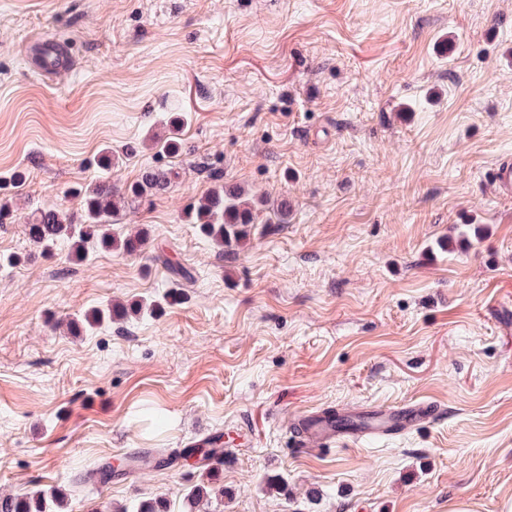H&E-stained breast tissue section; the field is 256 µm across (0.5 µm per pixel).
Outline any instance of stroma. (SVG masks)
I'll use <instances>...</instances> for the list:
<instances>
[{
    "instance_id": "stroma-1",
    "label": "stroma",
    "mask_w": 512,
    "mask_h": 512,
    "mask_svg": "<svg viewBox=\"0 0 512 512\" xmlns=\"http://www.w3.org/2000/svg\"><path fill=\"white\" fill-rule=\"evenodd\" d=\"M46 34L73 69H29ZM504 158L512 0H0V498L54 485L61 512H181L205 468L69 487L220 434L235 452L210 512H512ZM146 169L175 176L120 212L142 254L29 241L34 210L83 223L81 190ZM222 183L287 201V223L222 254L186 216ZM140 300L161 308L67 331ZM421 399L444 413L419 432L303 454L287 429ZM150 460L154 462L156 468L164 467L169 464L166 458L160 456H154L151 454H144L130 457L129 459L120 460V464L118 465V469L121 468H130L132 465L144 461ZM117 469V470H118ZM117 470H114L112 467V463H105L101 467L96 469H90L85 471V473L79 475L73 481V492H82L87 487L96 486L97 484H105L109 482L112 478V472L115 473Z\"/></svg>"
}]
</instances>
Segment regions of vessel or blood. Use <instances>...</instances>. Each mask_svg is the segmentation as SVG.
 I'll return each mask as SVG.
<instances>
[{
    "instance_id": "vessel-or-blood-1",
    "label": "vessel or blood",
    "mask_w": 512,
    "mask_h": 512,
    "mask_svg": "<svg viewBox=\"0 0 512 512\" xmlns=\"http://www.w3.org/2000/svg\"><path fill=\"white\" fill-rule=\"evenodd\" d=\"M31 65L41 74L69 68L61 45L39 40L30 54ZM441 411L437 403L416 401L403 406L354 407L341 412H308L294 422L299 447L325 449L339 441H355L366 435H397L434 423Z\"/></svg>"
}]
</instances>
